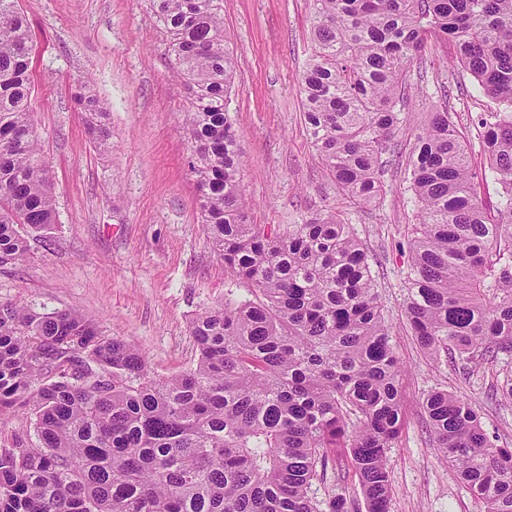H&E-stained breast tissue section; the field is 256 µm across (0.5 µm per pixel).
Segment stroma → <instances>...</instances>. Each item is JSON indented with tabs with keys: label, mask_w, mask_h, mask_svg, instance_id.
I'll return each instance as SVG.
<instances>
[{
	"label": "stroma",
	"mask_w": 512,
	"mask_h": 512,
	"mask_svg": "<svg viewBox=\"0 0 512 512\" xmlns=\"http://www.w3.org/2000/svg\"><path fill=\"white\" fill-rule=\"evenodd\" d=\"M32 43V121L53 177L58 222L31 237L26 258L0 266V302L50 313L78 309L101 331L133 341L152 371L170 376L197 357L188 332L195 314L244 295L214 255L198 214L190 142L180 115L190 103L174 73L167 36L148 0H18ZM312 0H224L235 58L228 110L239 133L241 188L251 223L275 230L315 211L344 207L312 158L302 76L311 52ZM452 45L432 46L411 67L379 209H345L363 244L404 366L406 423L389 453L388 512H479L441 460L423 410L448 390L479 407L488 432L512 443V403L502 401L499 368L462 372L434 362L407 332L403 303L407 228L414 203L401 168L431 105L457 113L461 129L489 105L472 97L471 76L452 63ZM92 93L112 132L99 150L78 95Z\"/></svg>",
	"instance_id": "1"
}]
</instances>
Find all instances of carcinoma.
<instances>
[{
	"label": "carcinoma",
	"instance_id": "carcinoma-1",
	"mask_svg": "<svg viewBox=\"0 0 512 512\" xmlns=\"http://www.w3.org/2000/svg\"><path fill=\"white\" fill-rule=\"evenodd\" d=\"M301 94L314 156L349 203L375 206L408 73L428 41L455 47L475 91L487 166L473 169L457 114L432 109L402 181L409 333L462 369L512 360V0H312ZM191 100L183 123L201 223L250 296L191 322L195 366L168 377L79 311L0 312V420L36 441L0 445V512H388L389 449L405 423L401 369L367 254L341 211L267 231L249 222L243 156L227 111L234 59L224 0H149ZM30 28L0 0V265L19 228L57 224L31 119ZM493 183L487 209L477 187ZM438 452L481 504L512 512V444L446 390L423 401ZM345 478L310 495L328 465Z\"/></svg>",
	"mask_w": 512,
	"mask_h": 512
}]
</instances>
